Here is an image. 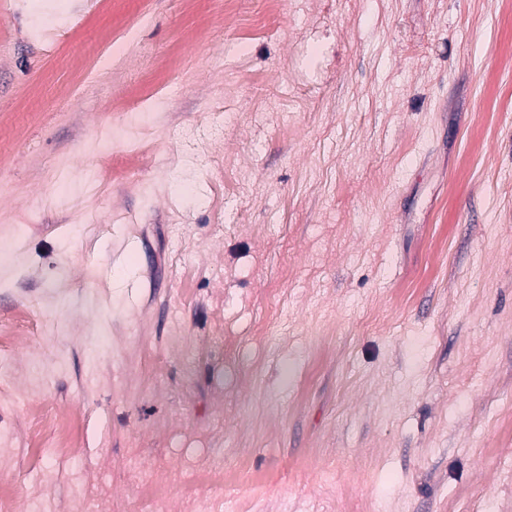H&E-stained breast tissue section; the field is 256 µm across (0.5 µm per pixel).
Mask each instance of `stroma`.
<instances>
[{"label":"stroma","mask_w":512,"mask_h":512,"mask_svg":"<svg viewBox=\"0 0 512 512\" xmlns=\"http://www.w3.org/2000/svg\"><path fill=\"white\" fill-rule=\"evenodd\" d=\"M50 2L0 0L14 512H512V0Z\"/></svg>","instance_id":"obj_1"}]
</instances>
